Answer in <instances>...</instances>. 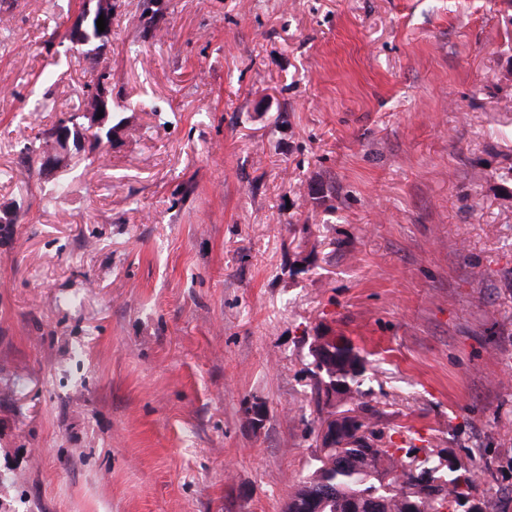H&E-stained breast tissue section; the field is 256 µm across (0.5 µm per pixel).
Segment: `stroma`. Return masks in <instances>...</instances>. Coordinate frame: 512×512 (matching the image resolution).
Returning <instances> with one entry per match:
<instances>
[{"mask_svg":"<svg viewBox=\"0 0 512 512\" xmlns=\"http://www.w3.org/2000/svg\"><path fill=\"white\" fill-rule=\"evenodd\" d=\"M157 2L112 0L61 193L23 151L83 99L78 0H0V512H285L318 336L374 447L512 512V0ZM102 76L103 73L101 70L91 66L89 70V80L85 83L86 94L93 88L96 89L98 87ZM111 83L112 80L108 78L103 79L100 91L96 89L92 92L88 99V106L83 112H81L87 102L86 97L85 99L83 98L80 107L77 109V112H81L79 114L82 119L81 122H77L76 119L73 120L76 116V112L57 120L56 123L60 125L55 128L49 139L53 146V150L43 158L42 168L40 163L41 153L48 143V136L57 124H54L49 130L41 133V139L42 141L45 140V145L39 153L28 151V171L38 169V172L40 173L41 168L44 175L54 177L72 161L75 155L85 152V150H87L89 154V146L94 145L97 140L102 143L103 139L107 138V142L112 143V130L109 132L108 136L105 137V129L108 125L111 113L107 106V90ZM98 113H103V116L101 118H97ZM66 119L72 120L74 125L72 126L69 122H65Z\"/></svg>","mask_w":512,"mask_h":512,"instance_id":"35a3bbf8","label":"stroma"}]
</instances>
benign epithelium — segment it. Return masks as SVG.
Instances as JSON below:
<instances>
[{
  "instance_id": "obj_1",
  "label": "benign epithelium",
  "mask_w": 512,
  "mask_h": 512,
  "mask_svg": "<svg viewBox=\"0 0 512 512\" xmlns=\"http://www.w3.org/2000/svg\"><path fill=\"white\" fill-rule=\"evenodd\" d=\"M112 80H102L100 89H96L89 97V104L80 113L81 121L72 124L65 122L58 125L52 132L50 142L53 150L42 160V173L53 177L69 164L75 155L89 149L98 141H112V136L105 135L110 117L107 106L108 88ZM329 414L320 421L318 434L321 447L329 448L336 439V431L349 426V414L336 412V392H331L327 403Z\"/></svg>"
}]
</instances>
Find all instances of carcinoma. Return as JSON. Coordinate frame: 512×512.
<instances>
[{
  "label": "carcinoma",
  "mask_w": 512,
  "mask_h": 512,
  "mask_svg": "<svg viewBox=\"0 0 512 512\" xmlns=\"http://www.w3.org/2000/svg\"><path fill=\"white\" fill-rule=\"evenodd\" d=\"M336 363L311 369L316 406L324 403L331 387L350 409L354 430L374 434L367 409L360 398L365 367L360 351L339 336L332 346ZM420 449L366 448L352 437L336 439L326 455L336 459L330 469L321 458L288 498L286 512H440L445 505L463 507L476 490L469 469L448 467L439 474L433 453L419 456Z\"/></svg>",
  "instance_id": "1"
}]
</instances>
